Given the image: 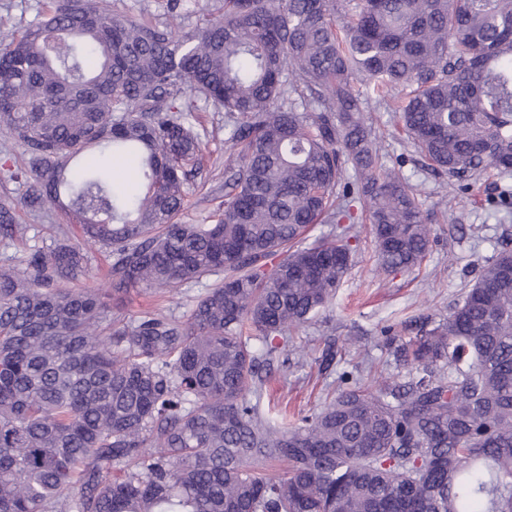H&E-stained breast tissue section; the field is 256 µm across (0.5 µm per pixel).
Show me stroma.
I'll return each instance as SVG.
<instances>
[{"mask_svg":"<svg viewBox=\"0 0 512 512\" xmlns=\"http://www.w3.org/2000/svg\"><path fill=\"white\" fill-rule=\"evenodd\" d=\"M111 8L155 24H170L187 31L197 24L192 5L183 4L178 15L165 13L161 0H109ZM190 122L202 141L201 168L188 185L186 203L178 219L185 224L211 223L224 202V168L228 156L224 137L230 119L224 110L198 101ZM367 115L379 136L378 146L386 164L402 159V172L421 192L423 209L436 237L420 267L396 275H383L371 256L370 224L357 212L353 231L360 239L351 268L335 299L315 318L289 332L284 352L287 362H275L263 392L264 402L285 404L289 410L319 408L336 388L343 373L398 372L382 331L409 338L431 328L461 301L479 271L502 245H512V205L500 202L504 180L490 170L477 176L469 190L453 188L448 177L427 169L406 139L392 132L393 115L385 102L370 98ZM26 157L11 136L0 133V199L16 208L18 223L28 225L24 240L0 238V267L25 260L36 248L76 241L78 228L59 208L47 205L32 210L25 205L26 178H5L6 169L22 170ZM206 290L205 283L183 286L171 294L151 293L132 287L111 300L113 313L136 318L156 308L186 321L193 305ZM336 358L326 374H319L316 360L326 347Z\"/></svg>","mask_w":512,"mask_h":512,"instance_id":"stroma-1","label":"stroma"}]
</instances>
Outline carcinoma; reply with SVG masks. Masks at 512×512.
<instances>
[{
  "label": "carcinoma",
  "instance_id": "carcinoma-1",
  "mask_svg": "<svg viewBox=\"0 0 512 512\" xmlns=\"http://www.w3.org/2000/svg\"><path fill=\"white\" fill-rule=\"evenodd\" d=\"M469 188L512 176V0H224L191 31L108 0H54L0 40V128L28 156L27 202L81 238L0 268V512H512V250L432 329L396 345L416 375L346 381L280 423L260 408L275 339L336 296L372 224L379 269L421 265L434 229L380 162L368 95ZM204 99L233 116L224 209L182 224ZM91 147L138 164L133 194ZM10 238L28 228L0 203ZM106 283L169 292L216 276L179 322L112 317L65 288L87 251ZM286 465L269 474L267 464Z\"/></svg>",
  "mask_w": 512,
  "mask_h": 512
}]
</instances>
